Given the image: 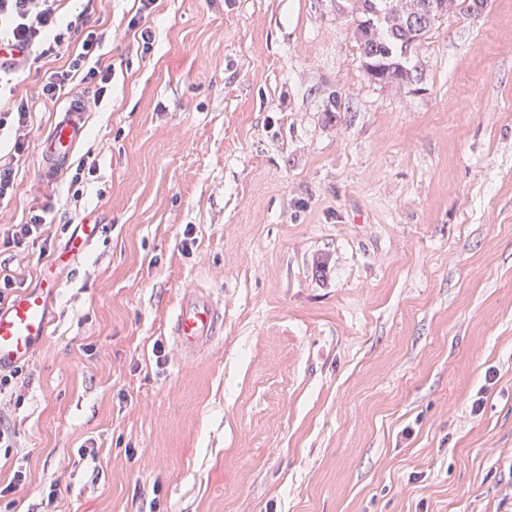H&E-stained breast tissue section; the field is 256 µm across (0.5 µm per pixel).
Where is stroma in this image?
I'll return each instance as SVG.
<instances>
[{
  "mask_svg": "<svg viewBox=\"0 0 512 512\" xmlns=\"http://www.w3.org/2000/svg\"><path fill=\"white\" fill-rule=\"evenodd\" d=\"M136 8L61 0L112 81L47 184L45 130L95 90L43 97L54 57L0 78L30 113L0 229L49 218L0 271L58 284L0 403V512H512V0H456L386 84L351 0H156L146 56ZM190 287L224 330L186 359Z\"/></svg>",
  "mask_w": 512,
  "mask_h": 512,
  "instance_id": "stroma-1",
  "label": "stroma"
}]
</instances>
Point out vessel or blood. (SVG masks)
<instances>
[{"label":"vessel or blood","mask_w":512,"mask_h":512,"mask_svg":"<svg viewBox=\"0 0 512 512\" xmlns=\"http://www.w3.org/2000/svg\"><path fill=\"white\" fill-rule=\"evenodd\" d=\"M86 130V114L74 103L56 115L40 142L43 162L40 177L50 180L71 159ZM55 288L46 282L27 291L8 306H0V368L31 354L36 342L48 334V302ZM224 314L207 291L184 290L171 317L168 332L186 357H194L219 338Z\"/></svg>","instance_id":"vessel-or-blood-1"}]
</instances>
